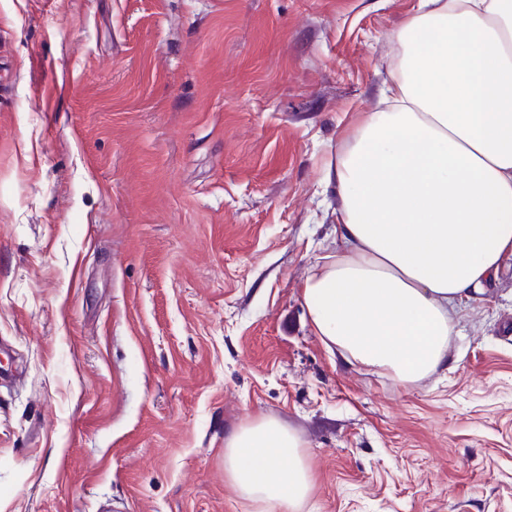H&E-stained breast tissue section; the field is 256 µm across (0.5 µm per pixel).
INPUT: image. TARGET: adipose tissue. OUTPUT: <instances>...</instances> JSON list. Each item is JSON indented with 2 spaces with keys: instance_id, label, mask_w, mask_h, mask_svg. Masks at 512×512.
<instances>
[{
  "instance_id": "adipose-tissue-1",
  "label": "adipose tissue",
  "mask_w": 512,
  "mask_h": 512,
  "mask_svg": "<svg viewBox=\"0 0 512 512\" xmlns=\"http://www.w3.org/2000/svg\"><path fill=\"white\" fill-rule=\"evenodd\" d=\"M391 40L387 107L326 170L336 247L302 297L327 346L409 386L443 366L459 312L512 253V0H418ZM224 476L263 512H301L313 489L302 439L275 417L225 440Z\"/></svg>"
}]
</instances>
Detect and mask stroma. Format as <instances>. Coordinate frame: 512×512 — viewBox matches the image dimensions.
Masks as SVG:
<instances>
[{"mask_svg":"<svg viewBox=\"0 0 512 512\" xmlns=\"http://www.w3.org/2000/svg\"><path fill=\"white\" fill-rule=\"evenodd\" d=\"M416 4L0 0V512H259L224 441L266 416L302 512H512V254L407 388L301 297Z\"/></svg>","mask_w":512,"mask_h":512,"instance_id":"stroma-1","label":"stroma"}]
</instances>
